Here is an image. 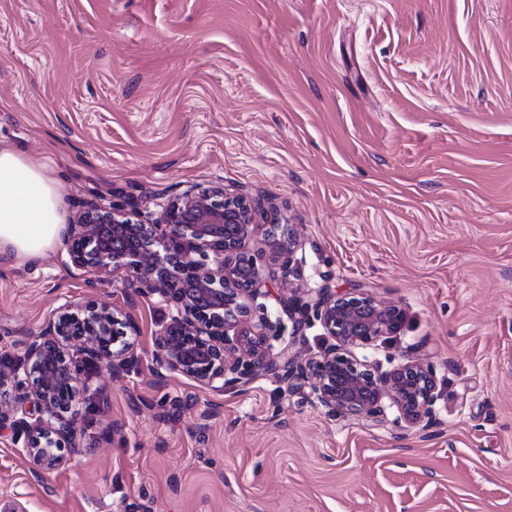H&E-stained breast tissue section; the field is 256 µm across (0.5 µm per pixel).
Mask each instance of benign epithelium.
I'll return each instance as SVG.
<instances>
[{
  "label": "benign epithelium",
  "mask_w": 512,
  "mask_h": 512,
  "mask_svg": "<svg viewBox=\"0 0 512 512\" xmlns=\"http://www.w3.org/2000/svg\"><path fill=\"white\" fill-rule=\"evenodd\" d=\"M135 215L134 207L83 208L69 224V255L74 266L95 271L100 283L123 272L124 287L158 295L175 307L156 338L160 367L214 390L224 389L229 375L245 383L259 374L273 375L291 388L302 380L309 398L330 416L380 417L387 399L398 412L394 423H432L438 394L428 365L404 354L384 370L352 351L400 330L404 312L394 304L364 292L322 290L314 306L332 343L305 364L286 349L272 353L269 332L278 331L280 322L265 314L251 322V306L264 308L258 299L266 293L258 288L256 254L245 248L257 217L246 197L222 188L192 189L169 202L151 224ZM230 224L239 230L228 232ZM264 244L290 267L293 235L285 243L271 224ZM280 301L294 331L301 330L298 314L304 304L293 294ZM134 331L131 317L117 307L95 300L66 305L20 358L0 364V390L9 387L19 401L31 400L38 409L30 423L15 418L12 407L0 401V425L8 423L24 436L22 453L38 468L68 460L75 429L66 414L90 389V364L107 359L115 374L123 372L137 358L129 339Z\"/></svg>",
  "instance_id": "obj_1"
}]
</instances>
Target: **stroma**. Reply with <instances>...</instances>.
I'll return each mask as SVG.
<instances>
[{
	"instance_id": "35a3bbf8",
	"label": "stroma",
	"mask_w": 512,
	"mask_h": 512,
	"mask_svg": "<svg viewBox=\"0 0 512 512\" xmlns=\"http://www.w3.org/2000/svg\"><path fill=\"white\" fill-rule=\"evenodd\" d=\"M0 141L47 165L68 218L250 198L267 315L288 286L396 304L401 330L355 354L420 356L439 393L422 428L267 375L214 391L158 372L160 297L87 287L64 245L1 258L0 360L90 299L131 315L138 359L93 367L64 467L0 428V512H512V0H0ZM273 222L287 270L261 253ZM303 320L273 351L320 354ZM264 244L272 257L282 258L284 267L290 269L296 247V239L290 232L288 233L287 246L280 238L277 224H270L265 234Z\"/></svg>"
}]
</instances>
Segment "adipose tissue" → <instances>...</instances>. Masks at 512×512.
Listing matches in <instances>:
<instances>
[{
	"mask_svg": "<svg viewBox=\"0 0 512 512\" xmlns=\"http://www.w3.org/2000/svg\"><path fill=\"white\" fill-rule=\"evenodd\" d=\"M64 232L60 193L46 165L0 142V256L19 264L42 258Z\"/></svg>",
	"mask_w": 512,
	"mask_h": 512,
	"instance_id": "ef3b65f1",
	"label": "adipose tissue"
}]
</instances>
